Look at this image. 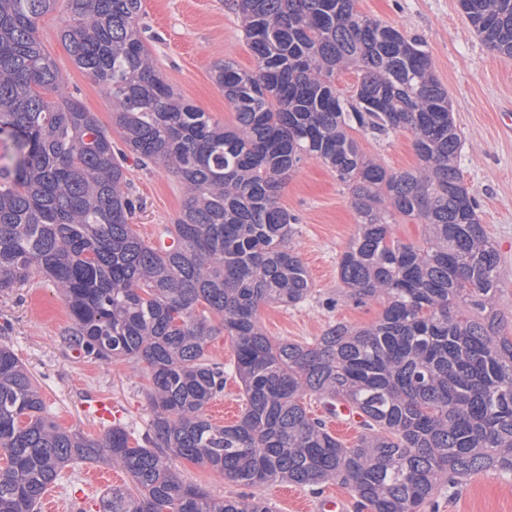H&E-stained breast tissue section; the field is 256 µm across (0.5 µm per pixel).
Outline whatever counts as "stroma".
Segmentation results:
<instances>
[{
  "instance_id": "stroma-1",
  "label": "stroma",
  "mask_w": 512,
  "mask_h": 512,
  "mask_svg": "<svg viewBox=\"0 0 512 512\" xmlns=\"http://www.w3.org/2000/svg\"><path fill=\"white\" fill-rule=\"evenodd\" d=\"M362 14L401 29L421 40L433 70L447 89L463 149V181L479 204L487 237L500 256L501 278L496 306L503 315L502 332L512 336V61L487 49L473 34L457 0H357ZM142 36L161 76L173 89L214 120H234L224 91L213 79V67L224 60L241 68L254 64L239 19L224 0H144ZM60 11L44 16L39 38L56 62L67 92L103 126L112 124V104L102 87L79 70L60 35ZM362 150L387 169L403 171L417 164L411 133L401 130L382 137L359 135ZM126 177L138 208L133 228L147 243L165 239L187 200L181 182L169 170L142 165L128 157ZM281 205L298 219L295 247L313 282L314 293L305 303L282 307L266 305L260 324L274 339L305 343L331 324L356 327L375 322L384 303L363 305L347 297L338 276V261L356 230L351 197L335 174L319 159H306L289 178ZM71 325L69 311L52 283L42 277L0 293V345L11 347L34 376L47 408L63 428L99 438L105 427L83 409L86 396L110 398L129 430L147 429L152 412L146 395L145 372L132 363L106 364L77 357L63 342ZM182 480L205 489L216 498L240 494L241 488L217 471L185 459H176ZM129 476L111 462L75 463L63 480L47 491L61 512H72L76 497L96 505L110 486H125ZM258 494L273 512H320L324 496H336L341 512H360L351 491L339 484L309 488L269 483ZM436 512H512V476L479 472L462 481L449 495L435 499Z\"/></svg>"
}]
</instances>
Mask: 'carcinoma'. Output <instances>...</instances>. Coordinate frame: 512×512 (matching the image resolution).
Here are the masks:
<instances>
[{
	"label": "carcinoma",
	"mask_w": 512,
	"mask_h": 512,
	"mask_svg": "<svg viewBox=\"0 0 512 512\" xmlns=\"http://www.w3.org/2000/svg\"><path fill=\"white\" fill-rule=\"evenodd\" d=\"M59 0H0V134L16 148L0 171V292L52 282L72 321L63 341L100 363L145 364L153 416L136 437L61 428L17 354L0 346V512H39L64 469L107 459L138 493L113 487L98 512H272L262 497L216 499L185 484L177 458L246 488H348L366 512H424L442 489L481 471L512 474V337L495 306L500 258L463 183L462 141L448 91L422 41L356 9V0H225L255 66L215 65L235 112L213 120L160 76L142 38L143 0H64L60 34L76 66L101 83L112 126L144 165L171 169L188 198L176 246L145 242L130 219L126 154L70 96L42 48L41 18ZM470 25L512 60V0H464ZM353 68L344 97L336 73ZM411 133L418 165L394 172L352 132ZM307 157L351 195L356 230L338 262L348 296L385 300L363 328L329 326L306 343L274 341L265 304L296 306L314 288L280 205ZM425 226L423 246L392 236L396 217ZM224 331L245 407L230 425L208 405L224 364L208 354ZM356 409L348 445L313 418Z\"/></svg>",
	"instance_id": "obj_1"
}]
</instances>
